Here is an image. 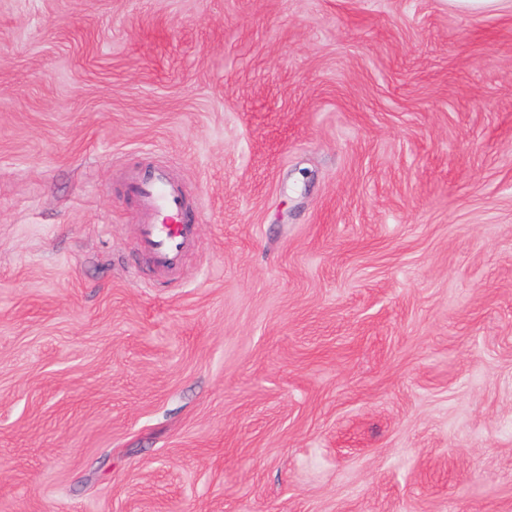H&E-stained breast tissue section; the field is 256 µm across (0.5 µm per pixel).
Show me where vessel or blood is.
I'll list each match as a JSON object with an SVG mask.
<instances>
[{
	"instance_id": "vessel-or-blood-1",
	"label": "vessel or blood",
	"mask_w": 512,
	"mask_h": 512,
	"mask_svg": "<svg viewBox=\"0 0 512 512\" xmlns=\"http://www.w3.org/2000/svg\"><path fill=\"white\" fill-rule=\"evenodd\" d=\"M129 193L140 209L142 251L161 277L174 278L184 257L197 244V213L185 187L167 166L153 164L131 175Z\"/></svg>"
}]
</instances>
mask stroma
<instances>
[{"label":"stroma","instance_id":"35a3bbf8","mask_svg":"<svg viewBox=\"0 0 512 512\" xmlns=\"http://www.w3.org/2000/svg\"><path fill=\"white\" fill-rule=\"evenodd\" d=\"M0 512H512V11L0 0ZM129 193L140 209L142 251L162 278L173 280L184 257L197 244V212L191 210L185 187L167 166L153 164L131 175Z\"/></svg>","mask_w":512,"mask_h":512}]
</instances>
